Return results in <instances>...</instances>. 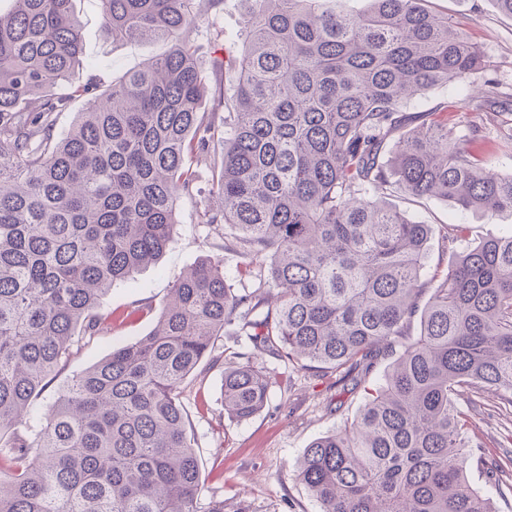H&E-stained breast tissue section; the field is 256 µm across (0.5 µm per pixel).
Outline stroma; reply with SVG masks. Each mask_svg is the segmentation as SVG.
<instances>
[{
	"label": "stroma",
	"instance_id": "35a3bbf8",
	"mask_svg": "<svg viewBox=\"0 0 512 512\" xmlns=\"http://www.w3.org/2000/svg\"><path fill=\"white\" fill-rule=\"evenodd\" d=\"M424 6L448 17L480 48L482 65L475 81L491 84L499 105L491 110L465 105L468 88L454 82L412 100L407 112L447 106L448 122L456 126L458 134H467L470 126L477 125L487 137L497 140L492 167L512 173V18L500 14L493 0H424ZM75 11L85 57L83 67L71 76L73 84L82 85L92 78L111 82L169 50L162 40H106L100 28L99 0H76ZM217 28L224 32L218 42L213 39ZM247 35L248 15L242 0H224L220 10L209 13L190 35L203 77H210L219 45L243 51ZM208 191L209 185L203 181L193 198L182 199L173 242L158 264L147 266L101 297L100 309L125 315V322L81 344L36 400L25 424L27 430L40 429L45 413L74 376L106 358L113 348L147 335L171 285L204 257L223 255L226 283L237 293L248 288L243 259L221 251L223 227L198 221L197 210ZM390 203L413 220L431 225L432 239L423 269L427 276L452 266L463 247L512 232L511 211L479 216L457 211L439 199L416 200L401 192L395 193ZM449 224L461 225L464 235L459 243L447 246L443 236ZM264 364L277 370L278 382L271 388L264 410L245 421L231 420L224 412L223 364L204 366L201 375L184 389L182 398L201 466L200 512H208L215 500L223 501L224 512H319L318 504L297 478V465L316 438L343 427L361 413L383 384L390 361L379 360L358 387L345 390L333 388L331 378L312 376L269 357ZM463 410L471 424V437L480 443L486 462L512 450V423L504 421L512 406L499 399L496 391L486 392L476 405H464Z\"/></svg>",
	"mask_w": 512,
	"mask_h": 512
}]
</instances>
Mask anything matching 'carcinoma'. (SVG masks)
Segmentation results:
<instances>
[{"instance_id":"cac0c4a2","label":"carcinoma","mask_w":512,"mask_h":512,"mask_svg":"<svg viewBox=\"0 0 512 512\" xmlns=\"http://www.w3.org/2000/svg\"><path fill=\"white\" fill-rule=\"evenodd\" d=\"M72 0H14L0 13V512H198L201 471L182 394L216 362L236 319L244 350L224 368V411L267 404L275 373L256 353L358 385L407 335L351 424L306 449L298 477L320 512H493L467 480L475 449L459 396L494 387L512 405V234L425 280L432 228L385 201L400 189L482 216L512 211V173L492 143L411 126L405 103L469 83L479 49L419 0H243L247 51L203 80L188 40L223 0H100L114 42L168 53L102 87L68 86L84 51ZM91 94L62 138L56 116ZM213 109H201L203 101ZM224 150L220 166L206 160ZM206 178L253 290L224 258L179 277L153 330L112 349L59 393L34 435L18 425L74 354L76 331L112 327L98 301L172 242L177 207ZM430 297L420 306L425 293Z\"/></svg>"}]
</instances>
